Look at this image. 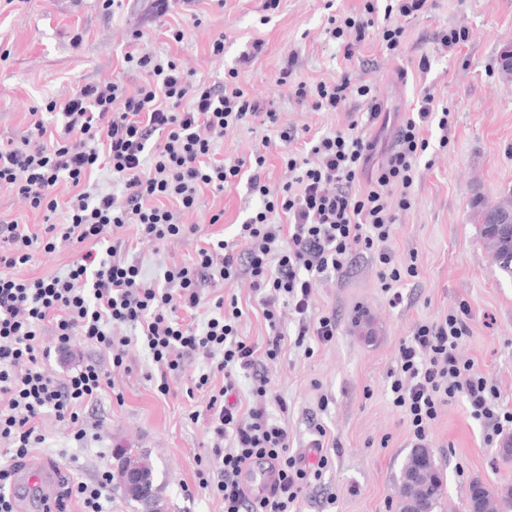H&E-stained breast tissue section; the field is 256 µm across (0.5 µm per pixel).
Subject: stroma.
Segmentation results:
<instances>
[{
	"label": "stroma",
	"mask_w": 512,
	"mask_h": 512,
	"mask_svg": "<svg viewBox=\"0 0 512 512\" xmlns=\"http://www.w3.org/2000/svg\"><path fill=\"white\" fill-rule=\"evenodd\" d=\"M365 0H180L159 13L153 0H0V143L16 141L28 127L33 108L48 99L68 97L88 83L123 80L129 88L145 81L128 63L131 50L176 61L195 79L221 85L229 70L251 95L273 102L275 126L254 122L227 130L217 141L225 161L249 157L270 140L266 180L274 189L293 183L296 174L281 157L282 132L320 137L357 123L361 133L390 144L391 131L367 120L361 99L350 98L345 111L313 110L299 100V83L310 85L349 76L371 85L386 112L410 110L423 92L448 108L449 128L430 127V142L412 189V205L398 212L386 247L396 256L414 258L417 273L401 281L398 305H391L379 279L376 254L356 256L345 275L320 279L313 291L311 318L336 317V336L327 343L293 339L298 321L280 306L277 330L289 341L279 357L264 361L260 376L281 395L268 402L267 413L288 426L290 455L316 461L310 442L325 429L335 448L320 480L312 482L297 512H397L396 478L415 441L408 419L392 404L388 373L395 368L401 343L415 326L443 319L460 307L469 311V333L457 348L461 363L472 365L512 408V279L497 269L481 236L476 201H495L512 191V80L499 69L504 45L512 43V0H435L430 12L405 20L403 52L394 56L370 40L352 60H345L327 32L329 12L361 14ZM181 27L185 39L170 42L167 30ZM466 28L468 37L454 49L441 41L445 31ZM223 38L224 52L211 44ZM262 41L261 54L252 44ZM296 56L293 73L278 82L282 55ZM430 66L419 69L420 58ZM247 183L221 192L204 191L191 210H177L186 235L158 244L137 237L126 224L106 232L119 255L138 264L150 280L167 270L193 265L202 240L235 242L238 226L259 207ZM73 244L60 240L54 249L36 247L30 261L10 268L29 279L55 274L73 261ZM200 286L209 304L195 312L197 326L217 316L213 297L237 301L243 310L239 335L264 346L270 329L259 304L260 292L248 276L212 279L202 273ZM41 341L50 348L43 367L65 378L79 365L96 362L108 372L110 385L96 403L82 407L87 430L83 441L54 415H44L45 441L31 458L65 469L78 481L93 480L100 470H114L115 451L146 453L161 489L165 512H224L223 501L202 488L201 477L216 480L209 468L213 448L232 451L231 439H219L209 427L207 406L223 385L212 375L207 386L192 381L209 373L211 360L200 353L184 371L168 378L161 394L159 372L148 350L131 346L122 366L111 352L74 337L68 354L54 353L53 326ZM256 375V376H259ZM255 375L237 374L235 390L243 408L256 402ZM485 425L471 415L464 398L443 406L432 422L428 443L444 474V496L437 512H466L469 490L481 483L497 492L512 487V459L503 460L498 444L485 443Z\"/></svg>",
	"instance_id": "35a3bbf8"
}]
</instances>
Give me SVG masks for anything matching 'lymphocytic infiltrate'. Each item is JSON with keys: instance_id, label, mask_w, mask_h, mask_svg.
I'll list each match as a JSON object with an SVG mask.
<instances>
[{"instance_id": "1", "label": "lymphocytic infiltrate", "mask_w": 512, "mask_h": 512, "mask_svg": "<svg viewBox=\"0 0 512 512\" xmlns=\"http://www.w3.org/2000/svg\"><path fill=\"white\" fill-rule=\"evenodd\" d=\"M433 0H391L384 10L386 23L376 27L373 0H366L358 16H329L328 32L338 41L344 58H353L369 36L381 47L399 53L403 21L432 9ZM354 41H347V32ZM147 80L136 91L119 81L101 86L86 84L71 97L50 100L46 112L59 122L47 127L43 118H33L20 142L0 144V184L12 186L37 211L64 210L67 221L48 224L43 234L30 232L15 221L0 223V439L8 440L16 459H25L43 441L39 421L45 413L74 427L75 439H83L82 405L97 401L108 382L106 371L88 364L58 379L40 366L48 353L40 342L45 323L56 329L58 351H65L72 337L105 348L114 363H122L132 343H142L162 372L184 370L200 351L221 352L215 371L224 384L212 395L211 427L220 438H232L235 450L217 448L213 459L222 474L211 487L224 502V512H291L312 480L320 479L329 459L325 429H318L312 446L319 450L316 469L301 467L289 455L286 426L272 422L265 406L240 413L229 398L235 391L233 374L255 369L264 360L276 359L286 341L276 331L278 302L286 300L299 323L296 344L306 337L331 341L336 334L334 315L308 322L313 288L323 275L343 273L353 252L373 251L381 266L382 286L390 303L402 296L394 287L404 277L414 276V265H402L383 245L392 235L397 211L409 209V194L423 154L429 147L425 136L430 125L447 130L449 120L441 114L430 93H423L395 130V144L381 166H374L378 138L356 132L354 127L319 137L310 155L298 159L289 154L287 164L296 170L295 186L271 190L265 179L266 156L257 151L252 160L225 163L215 142L233 127L257 119L276 124L269 102L249 95L235 78L224 80L223 89L194 80L175 61H162L149 54L134 58ZM299 100L313 109L342 111L349 97L362 99L370 120L381 115L372 86L353 84L349 78L315 86L299 84ZM108 170L123 188L125 203L114 194L92 188L96 171ZM246 180L262 204L240 227L249 242L246 256H239L224 240L205 243L197 251L195 268L168 271L163 282L145 280L139 267L123 261L117 246H104L105 231L112 225L133 224L140 237L155 241L184 234V225L174 220L173 210L193 208L203 189L223 191ZM76 186L65 201L54 194L61 181ZM288 216L287 223L274 224L275 210ZM80 243L77 259L64 273L21 280L7 268L29 261L35 244L54 237ZM213 269L220 279L248 274L254 288L263 292L262 313L273 336L259 347L238 334L239 307H225L216 299L220 314L205 328L192 317L203 301L197 287L196 268ZM467 310L444 319L422 323L400 346L399 361L389 373V393L395 407L408 418L418 447H426L429 429L441 406L464 397L475 419L486 422V442H493L506 427H512V409L499 400L496 389L484 375L472 372L456 356L459 342L467 336ZM132 324L139 338L114 336L111 324ZM268 461L275 477L260 497L252 496L239 476L253 460ZM64 495L76 499L81 512H104L112 498L110 471H100L95 480L66 485Z\"/></svg>"}]
</instances>
